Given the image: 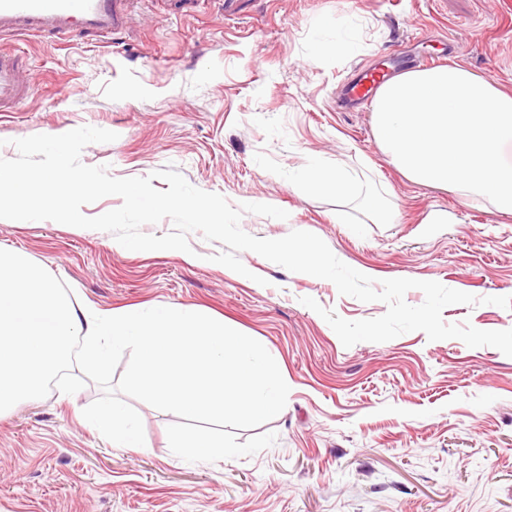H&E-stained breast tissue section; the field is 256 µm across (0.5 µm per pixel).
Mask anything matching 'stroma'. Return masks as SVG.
<instances>
[{"label": "stroma", "mask_w": 512, "mask_h": 512, "mask_svg": "<svg viewBox=\"0 0 512 512\" xmlns=\"http://www.w3.org/2000/svg\"><path fill=\"white\" fill-rule=\"evenodd\" d=\"M350 45L315 52L313 35ZM512 93V0H131L121 39L8 38L31 82L0 113V158L14 140L89 125L117 133L81 161L117 178L174 165L232 205L265 203L279 220L244 214L241 228L279 239L319 236L375 280L436 281L480 297L442 318L512 329V216L484 200L410 182L388 163L371 108L340 111L360 68L413 48L438 52ZM340 165L360 194L308 192L296 176L311 156ZM383 198L375 221L363 197ZM207 262L178 251H116L112 234L51 220L0 219V249L25 254L100 311L195 305L264 345L290 388L284 410L251 429L176 416L134 401L145 447L114 446L82 417L95 383L52 391L0 415V512H512V357L421 331L344 346L306 297L350 320L380 301L341 295L331 281L240 252L252 277L211 257L222 243L188 236ZM176 434H208L236 456L197 458Z\"/></svg>", "instance_id": "obj_1"}]
</instances>
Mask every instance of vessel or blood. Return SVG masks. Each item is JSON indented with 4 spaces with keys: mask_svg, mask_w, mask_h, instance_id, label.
Segmentation results:
<instances>
[{
    "mask_svg": "<svg viewBox=\"0 0 512 512\" xmlns=\"http://www.w3.org/2000/svg\"><path fill=\"white\" fill-rule=\"evenodd\" d=\"M125 12V0H0V37H109L124 26ZM383 80L382 72H359L347 84L345 96L355 104L367 101ZM26 88L23 57L0 50V112L13 111Z\"/></svg>",
    "mask_w": 512,
    "mask_h": 512,
    "instance_id": "obj_1",
    "label": "vessel or blood"
}]
</instances>
